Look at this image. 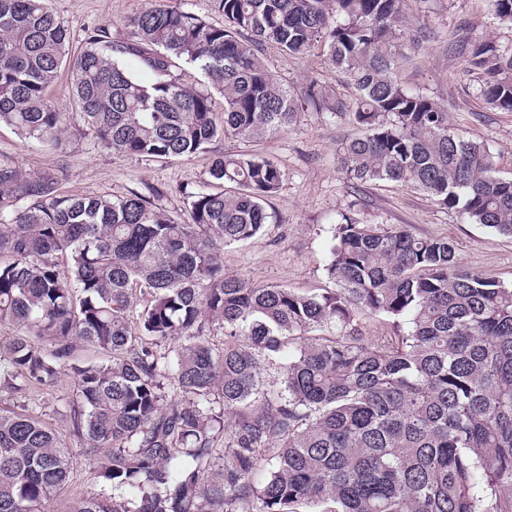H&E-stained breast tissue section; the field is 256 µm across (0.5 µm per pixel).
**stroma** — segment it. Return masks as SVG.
Returning <instances> with one entry per match:
<instances>
[{"instance_id": "35a3bbf8", "label": "stroma", "mask_w": 512, "mask_h": 512, "mask_svg": "<svg viewBox=\"0 0 512 512\" xmlns=\"http://www.w3.org/2000/svg\"><path fill=\"white\" fill-rule=\"evenodd\" d=\"M146 0H50L70 32L71 54H78L94 30L107 28L113 44L127 42L128 21ZM473 36L494 39L512 49V28L496 24L489 0H409L405 28L420 46L398 72L411 87L447 109L453 128L466 140L484 144L495 155L500 175L512 177V112L487 108L476 96L474 77L449 46L460 24ZM262 58L293 98L309 84L322 92L318 105H305L294 125L260 140L222 138L191 156L171 159L129 156L104 147L94 133L71 118L53 147L21 139L0 125V163L23 174L53 179L59 192L72 196L126 195L132 192L158 203L174 219L188 218V197L216 190L209 174L215 157L260 153L273 158L285 174L266 210L263 230L245 243L224 250V272L256 285H278L309 294L331 288L325 275L332 229L339 214L364 224L402 225L418 236L450 239L461 265L484 277L512 282V237L469 223L458 211L439 206L427 194L389 182L353 185L337 162L340 145L361 133L352 115L336 116L337 101H350L354 88L329 65L322 50L305 58L284 57L267 46ZM70 396V374L55 387L34 393L29 406L67 434L58 411Z\"/></svg>"}]
</instances>
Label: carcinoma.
I'll return each mask as SVG.
<instances>
[{
	"instance_id": "cac0c4a2",
	"label": "carcinoma",
	"mask_w": 512,
	"mask_h": 512,
	"mask_svg": "<svg viewBox=\"0 0 512 512\" xmlns=\"http://www.w3.org/2000/svg\"><path fill=\"white\" fill-rule=\"evenodd\" d=\"M213 2L222 25L148 0L128 42L99 28L69 64L48 0H0V124L57 146L73 113L106 147L164 159L259 139L299 116L259 47L320 46L358 91L336 102L362 130L338 150L351 179L413 187L512 236V178L397 78L419 44L402 29L408 0ZM490 6L512 26V0ZM453 50L486 107L512 112V50L465 26ZM176 60L202 88L171 76ZM65 64L70 113L47 99ZM210 174L232 190L191 195L181 223L137 193L61 195L0 165V324L18 330L0 337V394L70 368L60 416L80 443L24 402L0 405V512H49L77 456L99 490L68 512H512V284L461 266L446 238L347 215L330 291L226 276L224 248L262 231L284 173L246 153ZM380 315L393 334L363 335ZM85 348L99 357L77 359Z\"/></svg>"
}]
</instances>
